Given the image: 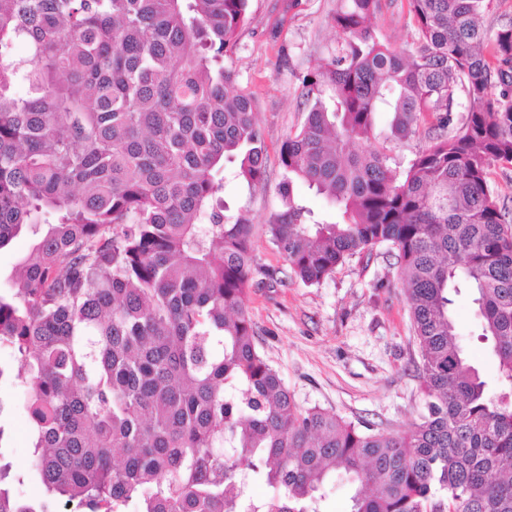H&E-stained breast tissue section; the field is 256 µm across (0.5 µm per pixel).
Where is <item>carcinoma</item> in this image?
<instances>
[{
	"label": "carcinoma",
	"instance_id": "1",
	"mask_svg": "<svg viewBox=\"0 0 512 512\" xmlns=\"http://www.w3.org/2000/svg\"><path fill=\"white\" fill-rule=\"evenodd\" d=\"M248 2L0 0V249L33 237L0 291V347L23 370L44 490L16 498L0 465V512H321L338 470L350 512H512V211L487 178L512 166V22L488 32L492 0H407L412 41L390 46L381 0H341L340 40L300 78L264 232L306 285L397 251L426 402L385 434L300 407L256 347L253 229L217 178L265 176L255 98L224 65ZM379 112L397 143L434 118L401 172L384 143L351 150ZM299 183L339 220L314 219ZM462 288L494 394L455 338ZM256 481L271 495L253 499Z\"/></svg>",
	"mask_w": 512,
	"mask_h": 512
}]
</instances>
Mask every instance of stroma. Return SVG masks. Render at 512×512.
<instances>
[{"instance_id":"stroma-1","label":"stroma","mask_w":512,"mask_h":512,"mask_svg":"<svg viewBox=\"0 0 512 512\" xmlns=\"http://www.w3.org/2000/svg\"><path fill=\"white\" fill-rule=\"evenodd\" d=\"M339 0H250L248 19L224 63L257 102L267 166L262 186L225 175L223 197L231 214L254 226L253 255L262 267L248 290L247 306L260 354L276 369L296 402L385 433L407 431L423 412L417 376L420 351L410 304L394 250L382 244L355 256L320 284L290 275L284 257L263 232L280 206L283 170L280 146L304 119L300 78L327 58L339 39L328 19ZM378 37L400 45L412 26L406 0H382L375 21ZM455 331L471 364L488 384L498 370L478 338L479 319L468 290L453 297ZM0 456L24 477L17 495L37 499L41 485L28 475L31 424L21 385L0 382Z\"/></svg>"}]
</instances>
